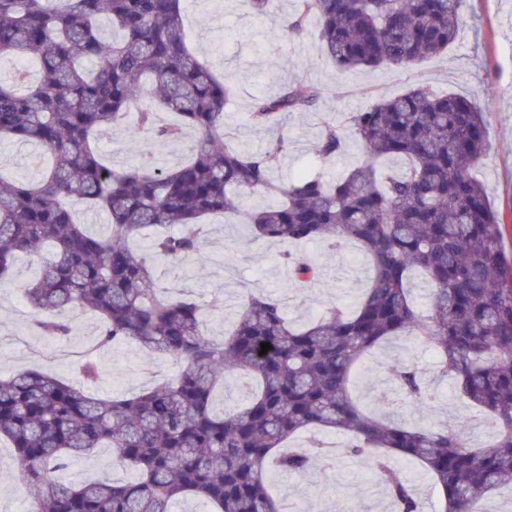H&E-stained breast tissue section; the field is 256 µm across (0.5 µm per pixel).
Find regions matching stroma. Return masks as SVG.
<instances>
[{
  "label": "stroma",
  "instance_id": "stroma-1",
  "mask_svg": "<svg viewBox=\"0 0 512 512\" xmlns=\"http://www.w3.org/2000/svg\"><path fill=\"white\" fill-rule=\"evenodd\" d=\"M295 8L296 0H275L270 14L257 19L246 0H185L183 21L193 54L234 87L227 109L228 142L257 152L270 139L282 138L284 149L273 173L277 181L289 183L305 172L336 178L360 164L364 151L352 139L342 155L326 163L319 161L312 146L323 121H345L349 113L417 86L469 96L484 112L489 129V146L475 174L502 219L505 254L512 262V0H466L460 34L439 56L405 67L356 68L342 73L320 46L315 19H308V32L302 37L284 35ZM275 31L281 37L273 43L269 36ZM311 84L320 87L321 94L309 111L291 113L269 129L258 130L249 124L255 100L275 95L288 85ZM194 144L190 133L177 142L156 144L119 129L101 141L100 150L105 162L116 168L146 157L153 167L171 169ZM42 158L36 145L0 142V173L5 177L23 181L36 176ZM288 249L284 242L253 239L235 220L215 217L201 256L186 262L185 276L172 285V295L206 305L207 333L217 339L231 328L248 293L280 298L289 322L304 325L331 303L355 304L368 286L370 270L356 249L332 253L321 243L311 242L304 251L319 263V277L305 287L285 291L289 277L282 255ZM38 273L37 265L21 257L10 281L0 285L1 378L29 370L68 379L90 359L99 369L97 380L89 386L90 394L112 398L138 395L174 373L172 359L147 354L128 341L95 348L91 327L96 318L90 313H74L75 328L67 339L38 334L32 327V309L21 292ZM402 361L415 364L437 393L431 411L410 404L400 412L403 419L425 425L459 415L476 417V410L459 397L452 383L437 377L434 351L413 339L387 344L362 363L355 383L357 400L375 407L379 393L391 384L393 366ZM327 441L335 454L333 466L317 464L301 474L271 475L276 493L288 503L301 504L305 512H392L375 472L365 461L346 455L344 437L332 434ZM116 474L127 479L134 476L132 470L113 466L110 451L100 448L70 460L57 479L67 486ZM28 494L9 448L0 447V512H23L29 504Z\"/></svg>",
  "mask_w": 512,
  "mask_h": 512
}]
</instances>
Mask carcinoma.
Wrapping results in <instances>:
<instances>
[{
	"label": "carcinoma",
	"mask_w": 512,
	"mask_h": 512,
	"mask_svg": "<svg viewBox=\"0 0 512 512\" xmlns=\"http://www.w3.org/2000/svg\"><path fill=\"white\" fill-rule=\"evenodd\" d=\"M184 0H0V54L36 58L37 81L18 70L0 82V141L34 143L50 164L29 180L0 175V282L17 258L40 262L26 289L43 336L71 335L66 310L97 319L96 345L131 341L182 363L155 388L126 399H97L79 380L39 372L0 379V440L13 448L33 488L30 512H171L179 497H197L213 512H290L269 485L274 473H302L332 462L322 436L347 439L345 453L366 460L383 482L395 512H420L417 492L392 460L418 463L441 497V512H483L494 491L512 485V271L506 270L502 223L475 168L488 147V127L474 100L428 88L379 99L344 124L324 123L314 144L326 159L355 137L367 159L346 175H304L274 182L283 140L264 151L231 147L225 108L231 87L190 51ZM464 0H298L288 34L317 38L344 72L403 66L448 50L459 31ZM94 58L86 71L80 60ZM316 86H291L256 100L251 126L277 124L305 112ZM173 112L181 123L164 121ZM124 128L157 143L192 130L190 157L173 169L142 163L115 169L96 142ZM392 158L395 171L376 163ZM259 188L273 202L248 214L256 239L319 241L332 251L358 247L372 276L356 307L335 303L303 328L288 324L282 302L251 293L221 339L203 330L195 300L165 293V274L180 276L207 235L206 219L238 211V192ZM105 212L108 231L89 232L75 205ZM177 224L176 233L169 228ZM150 238L147 255L130 242ZM288 289L319 275L304 255L286 257ZM430 286L426 309L412 300L414 274ZM408 337L429 344L437 371L468 405L497 424L478 446L457 417L438 428L411 426L400 409H429L436 400L412 363L392 370L383 395L387 413L363 410L352 396L364 359ZM271 346L259 355L260 343ZM236 371L243 402L218 413L214 396ZM308 435V447L284 444ZM97 448L112 451L134 480L106 479L72 487L54 473Z\"/></svg>",
	"instance_id": "cac0c4a2"
}]
</instances>
